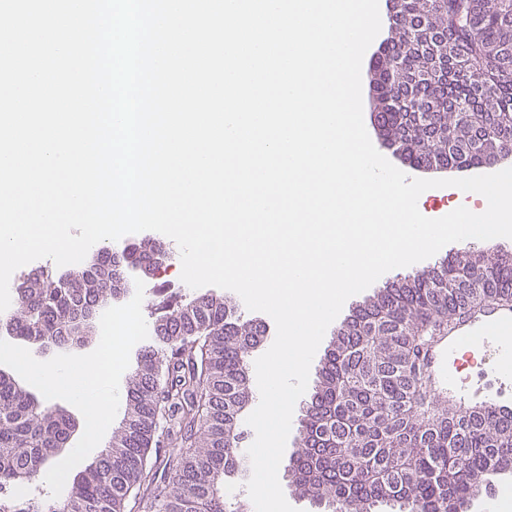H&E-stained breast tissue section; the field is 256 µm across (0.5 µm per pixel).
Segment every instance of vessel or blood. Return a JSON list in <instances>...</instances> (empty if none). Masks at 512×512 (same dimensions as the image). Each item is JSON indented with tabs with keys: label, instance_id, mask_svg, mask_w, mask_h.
Masks as SVG:
<instances>
[{
	"label": "vessel or blood",
	"instance_id": "obj_1",
	"mask_svg": "<svg viewBox=\"0 0 512 512\" xmlns=\"http://www.w3.org/2000/svg\"><path fill=\"white\" fill-rule=\"evenodd\" d=\"M428 392L448 411L464 414L480 408L506 419L512 417V398L471 382L456 379L449 364L465 367L493 364L502 383L512 382V304L472 309L441 328L420 353Z\"/></svg>",
	"mask_w": 512,
	"mask_h": 512
}]
</instances>
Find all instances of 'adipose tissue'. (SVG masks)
<instances>
[{"mask_svg":"<svg viewBox=\"0 0 512 512\" xmlns=\"http://www.w3.org/2000/svg\"><path fill=\"white\" fill-rule=\"evenodd\" d=\"M141 321L137 312L123 311L107 317L100 336V348L120 357L126 341L135 335ZM0 358L38 385L48 396L65 395L77 402L85 416V447H93L107 432L112 413L123 403V391L111 375L77 379L68 361L42 362L21 347H0Z\"/></svg>","mask_w":512,"mask_h":512,"instance_id":"obj_1","label":"adipose tissue"}]
</instances>
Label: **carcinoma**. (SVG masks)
Here are the masks:
<instances>
[{
    "mask_svg": "<svg viewBox=\"0 0 512 512\" xmlns=\"http://www.w3.org/2000/svg\"><path fill=\"white\" fill-rule=\"evenodd\" d=\"M399 22L376 61L385 137L420 166H474L512 149V0H399ZM157 252L147 242L126 263ZM101 272L58 285L32 280L0 324L45 348L93 339L97 314L123 292L111 252ZM512 303V263L464 246L379 290L336 330L299 419L283 471L317 512H448L512 471V420L455 416L427 393L419 355L435 331L475 307ZM159 348L136 351L112 442L76 470L75 512H242L224 482L238 469L241 413L253 393L256 326L222 295L197 297L157 319ZM74 421L0 374V512H61L15 498L69 440ZM178 449L171 481L154 490L162 443Z\"/></svg>",
    "mask_w": 512,
    "mask_h": 512,
    "instance_id": "1",
    "label": "carcinoma"
}]
</instances>
